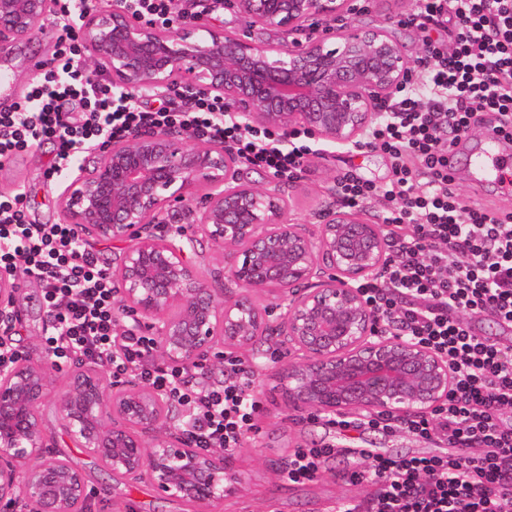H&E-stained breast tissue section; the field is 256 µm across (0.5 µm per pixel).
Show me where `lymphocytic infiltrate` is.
<instances>
[{"label": "lymphocytic infiltrate", "mask_w": 512, "mask_h": 512, "mask_svg": "<svg viewBox=\"0 0 512 512\" xmlns=\"http://www.w3.org/2000/svg\"><path fill=\"white\" fill-rule=\"evenodd\" d=\"M125 3L143 23L165 30L195 19L173 0ZM98 4L55 0L58 50L16 110L0 112V168L50 140L57 149L52 177L90 148L144 127H168L223 143L240 162L280 178L302 169L307 146L296 145L291 133L246 124L222 95L188 92L180 103L151 111L105 74H89L79 30L82 14ZM406 23L426 35L417 61L423 89L395 96L387 120L364 141L389 156L393 177L377 187L346 176L336 193L349 206L378 199L391 250L363 293L387 335L415 338L447 359L453 385L430 417L378 416L369 424L481 453L364 458L351 479L372 490L342 512H512V425L503 423L512 411V345L477 336L469 323L483 314L512 322V211L466 207L448 178V153L478 116L496 114L494 134L512 140V0H416ZM448 23L451 45L429 39L432 27ZM19 261L43 285L55 357L110 365L113 378L131 377L181 406L178 427L196 448L228 455L241 448L260 408L252 368L229 356L222 387L194 390L200 367L163 365L154 337L118 333L111 270L82 246L73 225L29 223L21 187L0 196V267Z\"/></svg>", "instance_id": "lymphocytic-infiltrate-1"}]
</instances>
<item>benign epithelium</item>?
Listing matches in <instances>:
<instances>
[{"mask_svg":"<svg viewBox=\"0 0 512 512\" xmlns=\"http://www.w3.org/2000/svg\"><path fill=\"white\" fill-rule=\"evenodd\" d=\"M252 23L305 41L256 42L221 30L164 33L115 3L82 20L81 41L112 84L130 94L172 86L224 96L253 126H297L323 141L354 145L387 117L385 105L412 74L404 47L386 29L350 28L328 36L312 20L341 21L348 0H231ZM52 0H0V50L31 39ZM214 191L203 206L198 186ZM67 223L81 239L122 242L115 271L116 321L149 322L168 364H202L211 351L247 349L257 337L284 336L298 357L279 368L278 388L301 415L343 413L407 417L440 406L452 387L448 363L404 336H386L359 284L377 278L389 236L361 209L340 206L308 234L286 220L275 188L239 181L233 154L217 144H188L166 128L137 131L98 151L92 169L64 189ZM200 224L224 251V298L189 263L194 239L167 225ZM20 282L0 272V315ZM284 307L271 324L254 296ZM48 372L26 357L0 368V503L33 512H76L86 480L45 456L42 407ZM57 414L70 438L113 476H148L157 490L204 509L232 495L240 480L224 454L202 453L176 433L152 389H123L93 364L75 370L60 391ZM150 437L145 443L144 436Z\"/></svg>","mask_w":512,"mask_h":512,"instance_id":"obj_1","label":"benign epithelium"}]
</instances>
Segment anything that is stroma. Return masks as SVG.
<instances>
[{"label":"stroma","mask_w":512,"mask_h":512,"mask_svg":"<svg viewBox=\"0 0 512 512\" xmlns=\"http://www.w3.org/2000/svg\"><path fill=\"white\" fill-rule=\"evenodd\" d=\"M414 6V0H364L345 22L368 30L387 29L403 44L409 56L415 58L421 52L423 34L404 22ZM196 24L256 41L278 43L283 39L282 34L250 25L226 4L200 8ZM56 50L55 41L41 31L30 40L12 46L6 61L20 92H27L38 78L31 67L32 58L49 59ZM496 123L495 115L486 114L472 125L462 147L464 156L453 173L456 192L463 203L472 208H512V195L502 194L495 184L475 182L466 157ZM306 144L310 152L302 172L292 182H278L276 177L259 168L244 165L238 168L241 181L279 186L288 200L289 223L315 229L322 213L335 208L336 186L344 175L362 177L379 186L391 177L390 159L380 150L369 148L356 155L350 149L311 138ZM54 155V143L46 141L26 152L14 166L0 170V195L10 194L17 185H25L30 195V217L37 224L65 221L60 201L64 186L59 180L46 176L48 163ZM11 274L24 279L25 286L15 299L17 318L11 327H0V338L33 361L46 362L47 324L42 307V284L35 275L26 272L21 263L16 264ZM287 352V347L262 338L241 353L256 372L255 390L261 408L255 431L250 433L243 447L226 460L227 467L243 484L236 495L213 505L211 512H336L337 503L366 496L371 490L369 484L349 479L350 472L358 465L356 450L385 448L397 457L441 453V445L429 440L401 431L386 433L367 429L357 433L352 448L339 450L328 458L317 478L302 483L288 481L283 471L295 449L319 448L337 441L338 435L322 416L301 417L288 410L276 389L277 369ZM44 424L49 454L67 461L86 479L88 495L83 512H193L190 503L160 495L149 479L132 484L112 477L90 454L70 441L53 403H46L44 407Z\"/></svg>","instance_id":"1"}]
</instances>
